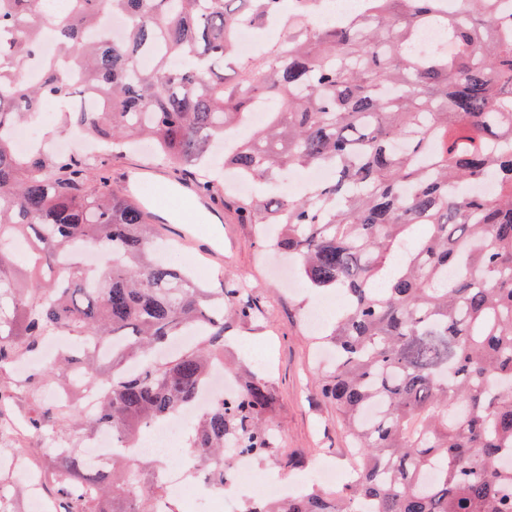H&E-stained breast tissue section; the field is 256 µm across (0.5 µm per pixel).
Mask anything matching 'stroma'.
I'll use <instances>...</instances> for the list:
<instances>
[{
  "label": "stroma",
  "instance_id": "35a3bbf8",
  "mask_svg": "<svg viewBox=\"0 0 512 512\" xmlns=\"http://www.w3.org/2000/svg\"><path fill=\"white\" fill-rule=\"evenodd\" d=\"M112 185L124 188L129 174L138 169L149 175L138 185L139 192L156 186L163 194L155 205L162 238L172 242L180 255L178 266L204 262L202 280L215 287L219 282L246 285L258 320L229 321L224 332V357L241 368L260 371L277 395L275 421L279 452L254 467L250 481L231 479L223 490L206 486L196 477L200 496H225L241 506L259 500L267 479L292 488L310 482L321 467L340 471L341 484L354 478L348 452V437L333 402L323 397V375L332 357L319 351L312 328L305 320L312 307H320L322 324L333 322L339 303H327L321 293H311L290 283L292 261L270 251L253 224L239 223L232 209L206 197H196L192 211L177 208L175 197L186 195L170 165L147 144L109 157Z\"/></svg>",
  "mask_w": 512,
  "mask_h": 512
}]
</instances>
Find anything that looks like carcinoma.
I'll return each mask as SVG.
<instances>
[{
    "mask_svg": "<svg viewBox=\"0 0 512 512\" xmlns=\"http://www.w3.org/2000/svg\"><path fill=\"white\" fill-rule=\"evenodd\" d=\"M0 0V372L54 336L69 354L0 381V417L15 389L26 440L64 448L46 471L61 512H156L165 486L135 468L93 470L68 430H112L132 448L146 427L194 404L224 363V317L249 320L236 288H206L160 262L145 207L112 189L102 160L17 151L11 131L58 104L55 127L101 137L115 154L150 140L210 197V139L258 102L266 124L224 148V167L271 185L298 168L326 180L302 195L239 198L244 224H280L313 291L336 289L343 312L327 338L336 366L322 394L353 437L357 479L302 490L246 512H512V20L498 0H365L327 23L286 0ZM288 13V35L224 79L235 32ZM124 21L121 39L101 29ZM436 25L452 54H417ZM56 35L41 65L39 31ZM77 64L73 80L58 61ZM493 184V195L471 188ZM423 227L417 236L415 229ZM112 261L89 266L80 250ZM457 274L448 276V270ZM181 336L198 340L167 355ZM79 370L108 388L99 410L41 398ZM277 397L255 372L201 410L189 447L224 484L235 455L276 452Z\"/></svg>",
    "mask_w": 512,
    "mask_h": 512,
    "instance_id": "carcinoma-1",
    "label": "carcinoma"
}]
</instances>
